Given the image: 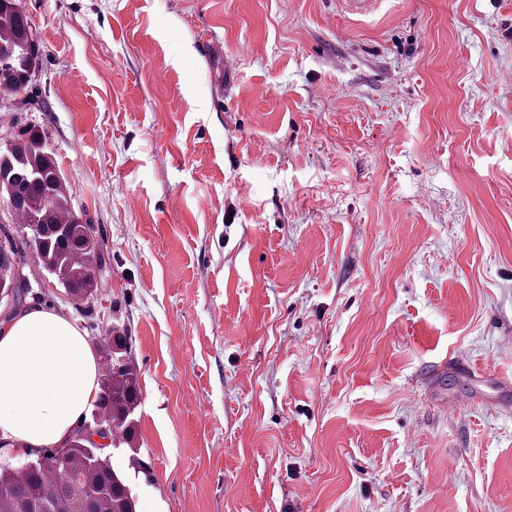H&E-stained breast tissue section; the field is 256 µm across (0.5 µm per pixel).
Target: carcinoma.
Wrapping results in <instances>:
<instances>
[{
    "instance_id": "obj_1",
    "label": "carcinoma",
    "mask_w": 512,
    "mask_h": 512,
    "mask_svg": "<svg viewBox=\"0 0 512 512\" xmlns=\"http://www.w3.org/2000/svg\"><path fill=\"white\" fill-rule=\"evenodd\" d=\"M37 41L21 0H0V92L18 94L31 83L37 57ZM0 186L16 196L10 213L27 238L43 241L37 252L44 267L84 298L93 296L103 256L88 224L73 210L45 136L26 126L0 149ZM72 225L67 245H55L52 225ZM19 269L13 242L0 239V271ZM123 337H113L105 349L108 369L102 379L97 408L112 428L132 431L137 408V373L122 355ZM58 450H46L35 462L16 471L0 469V512H135V502L124 479L107 460L76 436L67 448L66 462L84 476L83 491L52 478L45 462L56 459Z\"/></svg>"
}]
</instances>
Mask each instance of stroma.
I'll use <instances>...</instances> for the list:
<instances>
[{
    "mask_svg": "<svg viewBox=\"0 0 512 512\" xmlns=\"http://www.w3.org/2000/svg\"><path fill=\"white\" fill-rule=\"evenodd\" d=\"M25 111L127 338L136 512H512V0H22ZM483 373L471 379L457 361Z\"/></svg>",
    "mask_w": 512,
    "mask_h": 512,
    "instance_id": "1",
    "label": "stroma"
}]
</instances>
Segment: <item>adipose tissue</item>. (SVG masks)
Returning <instances> with one entry per match:
<instances>
[{
  "mask_svg": "<svg viewBox=\"0 0 512 512\" xmlns=\"http://www.w3.org/2000/svg\"><path fill=\"white\" fill-rule=\"evenodd\" d=\"M99 363L84 331L34 306L0 325V459L66 446L99 395Z\"/></svg>",
  "mask_w": 512,
  "mask_h": 512,
  "instance_id": "ef3b65f1",
  "label": "adipose tissue"
}]
</instances>
